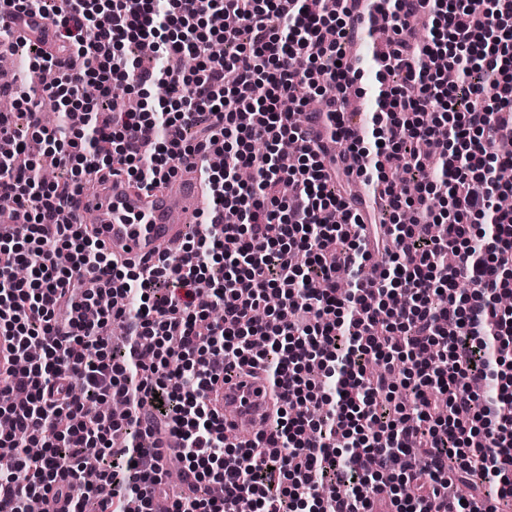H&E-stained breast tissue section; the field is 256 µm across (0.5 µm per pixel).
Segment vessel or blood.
I'll use <instances>...</instances> for the list:
<instances>
[{"instance_id": "b4317fda", "label": "vessel or blood", "mask_w": 512, "mask_h": 512, "mask_svg": "<svg viewBox=\"0 0 512 512\" xmlns=\"http://www.w3.org/2000/svg\"><path fill=\"white\" fill-rule=\"evenodd\" d=\"M12 26L34 40H51L56 35L52 22L36 16H15ZM207 206L206 188L197 168L184 166L160 191L141 190L128 177H114L95 192L76 196L69 212L77 224L93 215L96 235L113 258L138 262L155 258L181 242L186 227L174 223L176 213L195 214ZM274 403L273 388L264 379L247 375L235 374L218 382L210 394L211 407L233 433L268 422Z\"/></svg>"}]
</instances>
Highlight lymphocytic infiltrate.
I'll list each match as a JSON object with an SVG mask.
<instances>
[{
	"mask_svg": "<svg viewBox=\"0 0 512 512\" xmlns=\"http://www.w3.org/2000/svg\"><path fill=\"white\" fill-rule=\"evenodd\" d=\"M50 2L0 0V39L13 15L52 17L57 43L30 64L59 75L42 101L81 104L92 85L109 109L65 112L52 128L30 113L66 180L0 158V195L23 217L0 236V334L14 354L0 389L23 398L0 405V512L31 499L64 512H154L165 499L167 512H236L243 498L255 512H376L385 501L498 512L512 497V359L500 353L512 310L498 302L512 293V210L499 205L512 184L497 178L512 165L497 150L512 141V0ZM380 22L392 31L373 53L380 115L353 139L344 92L362 74L340 45ZM139 44L198 67L140 69L128 55ZM117 83L137 90L140 111L113 98ZM312 94L322 107L304 124L281 107ZM286 140L296 161L274 165ZM188 164L213 201L205 232L153 264L115 262L90 225L59 221L83 181L123 173L152 190ZM244 167L251 183L237 178ZM343 177L373 184L388 223L335 192ZM376 253L383 267L365 277ZM245 368L265 374L281 405L242 446L208 392ZM400 387L411 407L394 405ZM116 397L123 414L91 408ZM396 454L403 468L391 467ZM170 456L188 483L174 499ZM453 476L471 484L466 500H449Z\"/></svg>",
	"mask_w": 512,
	"mask_h": 512,
	"instance_id": "f902f5d3",
	"label": "lymphocytic infiltrate"
}]
</instances>
